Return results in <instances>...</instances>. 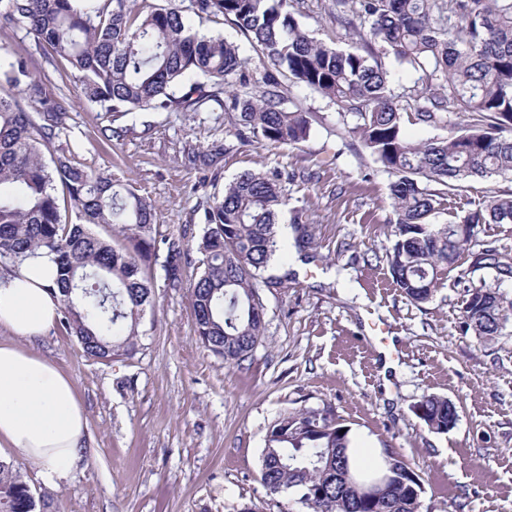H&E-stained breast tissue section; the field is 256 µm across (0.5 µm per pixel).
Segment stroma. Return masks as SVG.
<instances>
[{
    "mask_svg": "<svg viewBox=\"0 0 512 512\" xmlns=\"http://www.w3.org/2000/svg\"><path fill=\"white\" fill-rule=\"evenodd\" d=\"M328 0H305L303 27L327 43L345 39ZM0 52L25 55L36 74L59 58L34 34L0 18ZM68 108L50 152L113 176L152 202L160 234L181 239L192 259L183 285L167 287L154 264L155 305L141 324L134 357L95 360L53 325L34 352L67 374L88 422L84 459L54 482L10 449L0 460L52 512H304L295 495L270 493L260 479L267 434L284 415L332 411L351 437L402 454L421 474V512H512V324L486 342L460 329L464 291L499 288L512 278L477 270L461 254L433 299L410 303L394 287L383 251L393 229L390 177L358 140L343 134L338 108L319 93L290 90L312 112L309 137L294 147L239 142L224 108L200 112H104L80 99L72 78L58 83ZM117 135L105 138L103 127ZM295 172L283 240L294 211L313 235L311 259L284 287L261 290L265 332L238 366L203 347L194 325L203 209L236 175ZM428 394L448 398L456 426L428 432L413 412Z\"/></svg>",
    "mask_w": 512,
    "mask_h": 512,
    "instance_id": "35a3bbf8",
    "label": "stroma"
}]
</instances>
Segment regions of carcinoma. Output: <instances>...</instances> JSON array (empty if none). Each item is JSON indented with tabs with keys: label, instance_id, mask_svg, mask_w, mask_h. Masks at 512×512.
<instances>
[{
	"label": "carcinoma",
	"instance_id": "obj_1",
	"mask_svg": "<svg viewBox=\"0 0 512 512\" xmlns=\"http://www.w3.org/2000/svg\"><path fill=\"white\" fill-rule=\"evenodd\" d=\"M295 0H169L135 11L132 0H0V16L34 34L68 63L77 95L105 112L174 105L197 112L224 93V117L244 142L277 147L310 135L309 113L291 86L318 92L352 122L359 140L391 176L394 230L383 261L412 303L429 302L445 270L472 245L473 225L512 224V193H488L475 208L452 201L464 184L512 175V0H331L330 16L350 44L332 46L303 29ZM221 19L244 35L261 65L241 46L200 37L185 13ZM417 75L397 92L384 58ZM196 81L183 97L175 89ZM17 88L35 112L0 93V266L47 254L58 267L60 324L96 359L131 357L146 308L153 305L151 264L179 288L188 250L158 237L153 205L109 173L45 159L67 107L52 79L28 60L0 54V89ZM467 117L448 127V115ZM450 128L411 141L404 123ZM287 172L245 171L224 186L202 216V258L191 288L195 332L224 362L245 361L264 334L259 290L288 280L266 272L286 257L277 234L288 205ZM76 211L70 224L62 209ZM103 228L95 234L85 225ZM465 230L448 235V228ZM294 248L312 244L310 226L293 216ZM476 270L512 277V257L492 246L471 252ZM512 321V301L485 284L465 289L462 331L487 341ZM432 433L448 432V399L430 394L414 406ZM333 415L280 418L262 454L261 481L272 494H298L306 512H420L421 475L400 454L385 452L372 470L351 468L350 438ZM379 487L372 498L364 490ZM27 483L0 463V512H44Z\"/></svg>",
	"mask_w": 512,
	"mask_h": 512
}]
</instances>
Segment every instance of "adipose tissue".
<instances>
[{
	"instance_id": "obj_1",
	"label": "adipose tissue",
	"mask_w": 512,
	"mask_h": 512,
	"mask_svg": "<svg viewBox=\"0 0 512 512\" xmlns=\"http://www.w3.org/2000/svg\"><path fill=\"white\" fill-rule=\"evenodd\" d=\"M55 269L35 258L0 273V449H10L54 480L86 451L87 420L71 379L29 348L58 318Z\"/></svg>"
}]
</instances>
